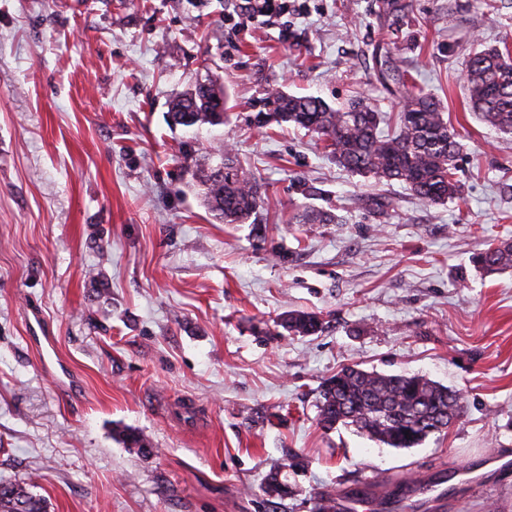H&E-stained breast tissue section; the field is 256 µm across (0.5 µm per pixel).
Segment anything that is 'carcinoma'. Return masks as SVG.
I'll return each mask as SVG.
<instances>
[{
	"instance_id": "1",
	"label": "carcinoma",
	"mask_w": 512,
	"mask_h": 512,
	"mask_svg": "<svg viewBox=\"0 0 512 512\" xmlns=\"http://www.w3.org/2000/svg\"><path fill=\"white\" fill-rule=\"evenodd\" d=\"M466 87L472 111L486 125L512 133V51L487 46L466 63ZM395 117V130L383 134L381 113L363 99L334 108L323 99L271 89L256 104L259 127L273 123L305 128L325 142L336 164L360 175L406 185L421 202L439 204L459 194L454 179L461 143L440 105L410 86ZM224 85L198 82L170 102V123L183 127L224 125ZM224 177L193 173L205 205L226 224H243L265 195L263 184L243 168L232 150L222 153ZM300 224H330L334 216L311 209L296 216ZM487 273L512 268V244L489 246L473 257ZM283 327L312 335L321 329L317 315L290 313ZM456 392L422 375L384 374L359 365L341 369L321 389L320 424L351 426L389 448H414L447 429L460 415ZM44 499L18 482L0 483V512H46Z\"/></svg>"
}]
</instances>
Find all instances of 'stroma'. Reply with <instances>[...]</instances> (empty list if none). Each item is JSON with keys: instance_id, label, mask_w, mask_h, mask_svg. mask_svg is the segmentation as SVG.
<instances>
[{"instance_id": "1", "label": "stroma", "mask_w": 512, "mask_h": 512, "mask_svg": "<svg viewBox=\"0 0 512 512\" xmlns=\"http://www.w3.org/2000/svg\"><path fill=\"white\" fill-rule=\"evenodd\" d=\"M403 2L290 0L259 23L238 0H0V483L48 512H316L430 482L443 494L412 512H512V471L490 463L512 459V269L472 262L512 241V135L470 112L463 79L512 37V0ZM390 67L458 131L459 197L422 203L255 122L272 87L395 116ZM209 74L223 127L172 128L170 101ZM227 145L266 187L244 224L189 186ZM305 207L336 221L295 223ZM33 309L72 389L44 370ZM297 311L321 332L285 331ZM355 363L448 386L463 412L409 449L325 429L321 386Z\"/></svg>"}]
</instances>
